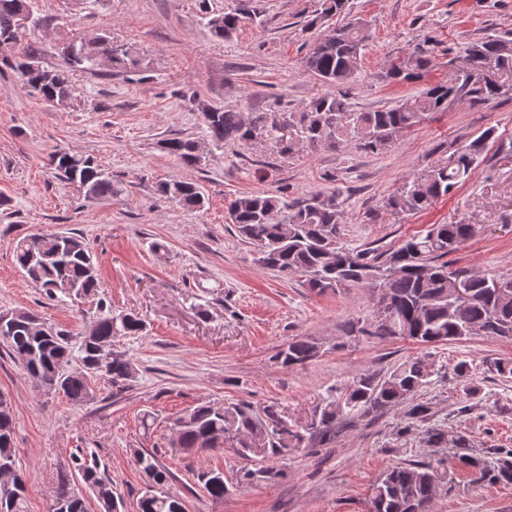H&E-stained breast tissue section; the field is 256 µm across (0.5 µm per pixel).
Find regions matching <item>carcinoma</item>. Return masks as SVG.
Masks as SVG:
<instances>
[{"mask_svg":"<svg viewBox=\"0 0 512 512\" xmlns=\"http://www.w3.org/2000/svg\"><path fill=\"white\" fill-rule=\"evenodd\" d=\"M348 0H322L319 19H329L347 9ZM256 12L251 0H237L234 9L211 17L207 25L217 38L235 33ZM34 27L47 23L33 16L30 0H0V49L16 44L20 21ZM368 41L366 22L351 19L310 49L306 67L327 83L341 84L357 72L362 50ZM67 67L42 65L38 50L6 56L3 63L19 74L23 84L53 105L70 106L75 76L93 69L106 58L116 70L140 64L130 47L116 44L103 35L92 41L77 37L62 49ZM462 59L473 64L490 60L495 68L512 71V40L487 37L471 41L462 50ZM431 66L429 52L417 47L391 59L386 78L409 82L421 78ZM507 93L505 85L483 81L477 69L467 72L454 68L446 82L431 85L420 94L396 107L374 112L350 109L344 96H320L300 112H256L250 119L242 113L222 108L203 112L206 131L220 142L232 145L266 138L277 152L293 156L307 148L333 146L346 139L364 151L381 150L379 143L394 141L409 130L434 120L448 111V106L464 100L472 106L487 105ZM492 131L452 152L439 156L431 166L403 182L386 201L396 214H415L428 209L439 198L454 191L476 171L485 141ZM165 149L186 167L201 164L197 141L172 138ZM55 177L68 184L75 182L90 199H110L121 192L112 176L94 159L57 151L49 157ZM159 198L183 209L200 210L205 198L192 181L173 178L158 183ZM229 218L236 233L257 247L264 263L279 271L308 277L311 288L323 292L341 286H361L375 294L385 289L388 313L374 308L370 316L346 323L343 333L349 338L408 339L423 346H435L459 340L468 329L478 327L482 335L512 340V277L475 276L460 273L448 265V255L458 251L476 234V225L464 221L432 224L426 233L413 235L384 252L369 248H351L341 243L344 214L336 195H312L290 199L271 192H257L233 200ZM17 266L32 281L45 289L47 296L63 295L86 300L97 295L99 268L85 239L75 233H34L19 240L14 249ZM497 283L489 288L486 282ZM465 284L471 298L456 304L454 288ZM7 331L0 339L15 353L24 373L35 387L63 395L79 405L93 397L92 382L104 378L123 390L132 382L135 369L129 359L112 351V339L133 336L143 330L132 315L114 317L100 305L94 339L76 337L72 330L49 324L38 314L26 310L4 312ZM321 344L304 336L280 349L275 360L285 368L303 365L316 358ZM435 373L430 355L406 358L392 370L381 374L364 370L353 377L342 391L343 407L337 408L338 395L331 392L315 411L306 428L313 448H328L336 437L356 422L389 410L404 408L397 424L396 439L403 441L410 433L418 435L422 448H445L451 444L459 461L476 484H512V448L474 450L467 435L448 439V430L431 422L433 413L419 393ZM264 421L245 401L219 408L200 405L175 421L173 447L187 452L232 448L244 460L250 459L249 447L235 440L239 433L260 428ZM14 412L11 402L0 396V473L8 474L0 482V512H28L23 477L16 468ZM135 464L146 476L148 489L138 501V512H185L183 501L164 490L170 472L150 452H134ZM446 459L430 456L422 460L400 462L391 466L373 485L368 512H430L420 510L423 503H433L445 480ZM274 482L281 475L277 464L251 469L244 465L235 472L236 484H248L251 476ZM78 477L99 504V512H123V500L113 490L112 479L95 461L82 453L71 456V466L58 474V487L50 512H88L81 492L71 487ZM200 480L208 496L224 499L228 486L221 472L203 471Z\"/></svg>","mask_w":512,"mask_h":512,"instance_id":"cac0c4a2","label":"carcinoma"}]
</instances>
